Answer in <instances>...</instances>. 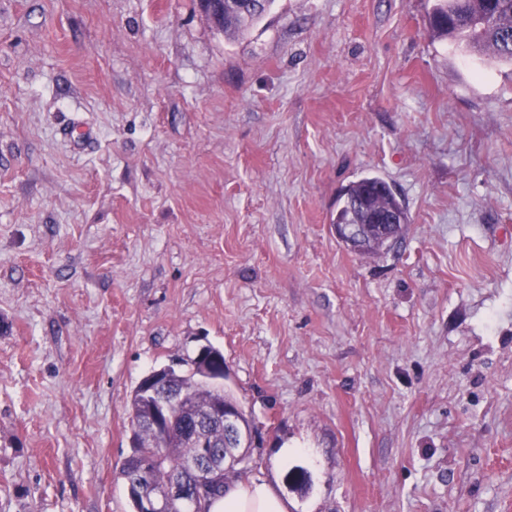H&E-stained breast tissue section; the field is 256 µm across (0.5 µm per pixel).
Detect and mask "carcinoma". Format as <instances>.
I'll use <instances>...</instances> for the list:
<instances>
[{
    "label": "carcinoma",
    "mask_w": 512,
    "mask_h": 512,
    "mask_svg": "<svg viewBox=\"0 0 512 512\" xmlns=\"http://www.w3.org/2000/svg\"><path fill=\"white\" fill-rule=\"evenodd\" d=\"M271 3L273 0H264L261 12L245 15L229 2L224 7V21L217 27L228 37L241 36L262 19ZM429 23L433 37L447 40L460 49L477 52L493 62L512 65V0H436ZM366 206L402 216L403 227L399 238H404L410 224L409 214L389 185L375 175L360 177L341 189L332 223L362 222L365 220ZM359 246L358 253L364 255L386 249L372 231L365 229L362 230ZM179 366L181 369L171 371L166 381L168 388L185 389L199 403L233 400L230 394L224 392V385L210 379L195 359H184ZM128 407L130 425L138 427V431L135 433V444L120 467L124 484L131 485L146 473L156 484L178 475L185 478L187 485L196 486L199 476L188 467L192 449L182 447L179 440V434L188 433L194 424L192 413L181 411L175 430L159 436L151 428L139 425L140 418L147 410L141 386H136L132 391ZM209 434L213 438V457L223 460L228 456L234 458L241 455L252 459L253 443L245 444L238 440L234 447L226 448L223 430L212 428ZM249 471L250 467L240 468L233 461L216 470H208L207 487L201 494L200 512H209L210 499L224 491V484L246 479Z\"/></svg>",
    "instance_id": "1"
}]
</instances>
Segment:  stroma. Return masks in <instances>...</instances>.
<instances>
[{"instance_id": "stroma-1", "label": "stroma", "mask_w": 512, "mask_h": 512, "mask_svg": "<svg viewBox=\"0 0 512 512\" xmlns=\"http://www.w3.org/2000/svg\"><path fill=\"white\" fill-rule=\"evenodd\" d=\"M433 7L0 0V512H130V395L205 344L290 512H512V66ZM274 0H264L260 13L245 15L240 12L234 3L228 2L224 7V0H205L203 3L208 7L215 6L224 11V21L216 26L224 31V37H238L243 35L248 28L258 23L264 16L266 10ZM219 2V4H218ZM377 186H380L382 191L376 192L370 198L367 208L401 215L404 223L402 224V219L399 216L392 215L375 224H347L363 222L365 220L363 196L370 189H375ZM410 223L409 214L403 204L397 199L389 185L382 178L375 175L360 177L349 182V184L341 189L338 196L336 217L332 219V224H336V236L339 238H360L357 236L356 231L360 228V225H376L378 227L380 238L384 244L372 231L362 228V237L358 241L361 248L356 252L364 255L375 254L384 249H391L387 246L393 245L397 240L399 227L403 225L398 242L404 238Z\"/></svg>"}]
</instances>
